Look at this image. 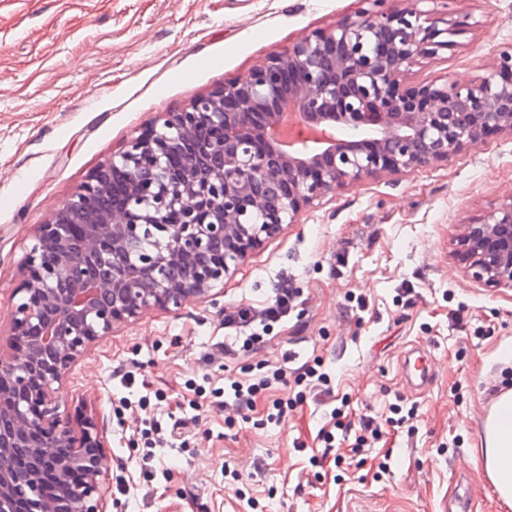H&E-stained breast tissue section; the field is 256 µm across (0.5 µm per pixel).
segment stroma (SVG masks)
Returning a JSON list of instances; mask_svg holds the SVG:
<instances>
[{
  "label": "stroma",
  "mask_w": 512,
  "mask_h": 512,
  "mask_svg": "<svg viewBox=\"0 0 512 512\" xmlns=\"http://www.w3.org/2000/svg\"><path fill=\"white\" fill-rule=\"evenodd\" d=\"M354 0H0V344L18 263L46 222L156 113L239 79L270 52L332 28ZM471 28L415 78L465 82L512 43V0H463ZM512 192V138L448 164L365 180L303 211L224 280L213 300L117 324L76 362L58 412H96L111 466L104 512H506L474 462L499 386L512 384V288L458 262L461 224ZM298 296L271 340L224 356L226 309ZM431 377L407 382L410 353ZM321 361L285 421L224 405L225 379L296 376ZM149 397L121 410L119 400ZM195 400L191 421L181 405ZM410 415L390 423V406ZM381 429L355 445L362 419ZM335 439L327 452L326 435Z\"/></svg>",
  "instance_id": "35a3bbf8"
}]
</instances>
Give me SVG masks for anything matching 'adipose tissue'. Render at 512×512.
<instances>
[{"instance_id": "1", "label": "adipose tissue", "mask_w": 512, "mask_h": 512, "mask_svg": "<svg viewBox=\"0 0 512 512\" xmlns=\"http://www.w3.org/2000/svg\"><path fill=\"white\" fill-rule=\"evenodd\" d=\"M477 461L501 504L512 512V388L500 390L491 402Z\"/></svg>"}]
</instances>
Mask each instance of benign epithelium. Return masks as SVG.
<instances>
[{"mask_svg":"<svg viewBox=\"0 0 512 512\" xmlns=\"http://www.w3.org/2000/svg\"><path fill=\"white\" fill-rule=\"evenodd\" d=\"M459 3L355 0L333 28L158 113L36 226L9 352L0 351V512H102L111 459L96 420L61 418L56 393L115 323L211 298L233 267L330 194L512 137L511 45L468 82L412 78L471 27ZM345 128L362 135L344 139ZM192 139L195 151L171 166ZM111 168L128 181L109 204ZM457 241L475 278L512 287V193L461 225Z\"/></svg>","mask_w":512,"mask_h":512,"instance_id":"obj_1","label":"benign epithelium"}]
</instances>
